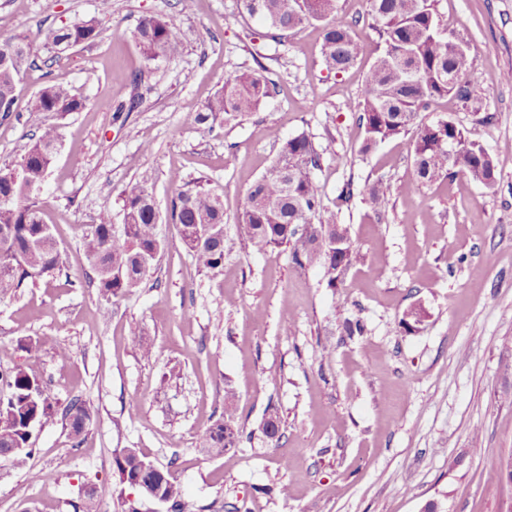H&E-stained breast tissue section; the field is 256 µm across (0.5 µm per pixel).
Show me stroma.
I'll list each match as a JSON object with an SVG mask.
<instances>
[{
    "label": "stroma",
    "instance_id": "obj_1",
    "mask_svg": "<svg viewBox=\"0 0 512 512\" xmlns=\"http://www.w3.org/2000/svg\"><path fill=\"white\" fill-rule=\"evenodd\" d=\"M362 47L336 72L323 62V25L274 40L240 16L238 0H0V36H27L32 63L19 75L14 110L0 117V164L36 132L28 105L54 81L84 98L83 111L43 116L60 143L41 194L44 218L69 257L67 275L0 298V366L44 380L59 405L77 399L92 420L73 440L62 418L47 422L26 468L0 458V512H75L86 485L98 512H170L134 489L117 494L113 453L136 449L169 471L198 512H512V0H437L456 41L479 60L467 81L474 102L448 95L420 118L453 121L498 161L493 188L462 173L427 185L406 134L361 153L355 104L382 45L368 0H338ZM159 15L191 32L174 57L146 62L133 38ZM96 20L89 45L48 60V30ZM264 65L277 92L259 111L204 130L190 116L226 78ZM140 95L131 112L122 106ZM307 134L322 156L314 177L323 205L360 254L338 288L320 268L297 267L287 246L258 249L228 232L224 269L201 271L178 228L162 224L165 249L153 276L105 300L74 227L119 213L126 187L147 179L161 213L178 192L169 175L224 192V222L276 160ZM382 183L373 211L346 187ZM419 306V331L400 325ZM362 321L363 334L344 325ZM139 325L151 348L129 340ZM38 341L37 350L18 346ZM67 359H59V350ZM233 393L237 447L206 455L204 428ZM280 420L272 443L261 427ZM40 472L32 481L30 471Z\"/></svg>",
    "mask_w": 512,
    "mask_h": 512
}]
</instances>
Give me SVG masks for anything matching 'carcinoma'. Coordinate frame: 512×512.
I'll use <instances>...</instances> for the list:
<instances>
[{
    "label": "carcinoma",
    "instance_id": "carcinoma-1",
    "mask_svg": "<svg viewBox=\"0 0 512 512\" xmlns=\"http://www.w3.org/2000/svg\"><path fill=\"white\" fill-rule=\"evenodd\" d=\"M437 0H370L374 29L384 49L366 74L365 92L357 104L365 126L361 152L379 143L415 130L414 168L423 183H435L455 168L473 179L496 178L497 162L483 148L466 141L451 120L418 121L419 111L435 98L453 95L468 104L470 87L456 89L448 80L465 77L475 69L474 56L448 44V28L436 9ZM240 14L261 21L268 36L281 39L314 22H322L323 56L328 67H350L361 54L350 35L351 24L338 10L337 0H239ZM95 20L48 32L47 48L60 51L94 41ZM134 39L143 58L155 61L178 55L189 41L188 31L160 17L143 19ZM30 47L26 37L0 38V112L12 111L22 68ZM417 73H409L411 65ZM276 81L263 66L228 78L224 87L193 116L196 125L212 127L226 116L250 114L272 97ZM84 100L62 84L49 83L31 100L32 115L79 112ZM59 143L57 127L38 126V135L25 144L14 161L0 165V298L44 276L67 269L66 254L51 227L45 223L40 195ZM321 167V155L310 138L298 134L285 140L277 160L252 185L240 201L238 236L259 249L291 246L293 262L300 268L319 266L327 286L336 287V266L353 265L358 254L352 243L344 250L330 247L336 233V215L326 213L322 190L313 176ZM374 210L385 209L388 199L378 183L359 191ZM171 223L178 226L182 242L203 271L224 269V237L213 226L224 224V194L200 182L186 184L172 202ZM161 217L147 180L130 184L124 191L121 223L108 211L91 224H80L77 233L86 260L94 273L99 294L109 301L138 287L155 271L165 241L159 231ZM0 455L16 467H24L34 453L36 428L57 415L69 421L70 434L80 438L90 420V410L81 401L58 410L38 379L18 366L0 367ZM241 433L236 406L224 404V419L204 430L198 447L205 453L234 448ZM115 472L121 486H131L137 472L134 457L124 448L114 453ZM172 512H194L181 499L175 485H164Z\"/></svg>",
    "mask_w": 512,
    "mask_h": 512
}]
</instances>
